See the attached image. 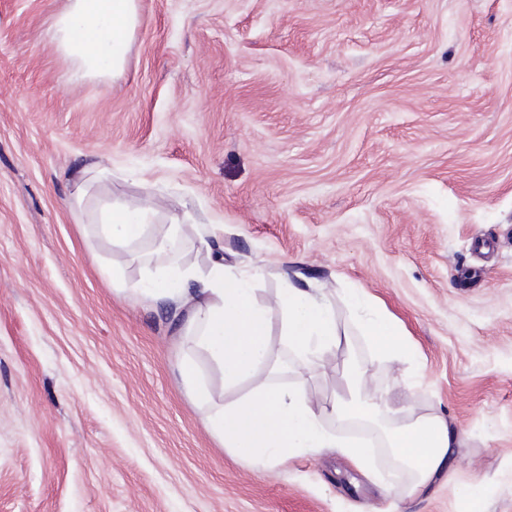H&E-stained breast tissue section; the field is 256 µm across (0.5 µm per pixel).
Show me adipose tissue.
<instances>
[{"instance_id":"ef3b65f1","label":"adipose tissue","mask_w":512,"mask_h":512,"mask_svg":"<svg viewBox=\"0 0 512 512\" xmlns=\"http://www.w3.org/2000/svg\"><path fill=\"white\" fill-rule=\"evenodd\" d=\"M138 23L137 0H68L56 16L52 38L58 50L85 76H117ZM158 203H116L105 210L100 233L120 245H131L147 234ZM223 225L177 224L170 236L172 252L189 248L212 253L207 270L182 267L171 260L166 271L146 272L137 297L145 303H164L181 324L190 355L177 369L191 404L221 447L244 461L286 466L305 454L338 450L360 469L368 468L372 451L361 442L337 441L324 425L325 415L348 414L369 419L376 405L337 400L329 410L315 409L307 393L265 376L269 360L270 310L259 304L254 275L226 269L220 256ZM361 312L365 335L378 340L392 359H411L415 350L401 325L361 288L345 296ZM275 308L281 312L282 341L305 361L320 362L336 347L340 329L336 311L325 296L285 283ZM201 352L221 371L228 390L251 384L249 393L223 402L207 376L192 359ZM389 446L395 463L407 474L402 496L417 498L450 464L458 446L457 434L437 415L392 428Z\"/></svg>"}]
</instances>
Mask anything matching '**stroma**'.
Segmentation results:
<instances>
[{"label":"stroma","mask_w":512,"mask_h":512,"mask_svg":"<svg viewBox=\"0 0 512 512\" xmlns=\"http://www.w3.org/2000/svg\"><path fill=\"white\" fill-rule=\"evenodd\" d=\"M67 0H0V512H512V0H137L120 76L50 39ZM163 196L133 248L95 234ZM224 226V261L326 294L345 335L312 368L272 328L280 383L359 390L385 433L437 414L454 486L382 494L340 455L235 459L177 374L172 311L133 295L172 224ZM142 260L130 262V252ZM123 272L124 291L108 271ZM365 289L418 356L377 354Z\"/></svg>","instance_id":"obj_1"}]
</instances>
